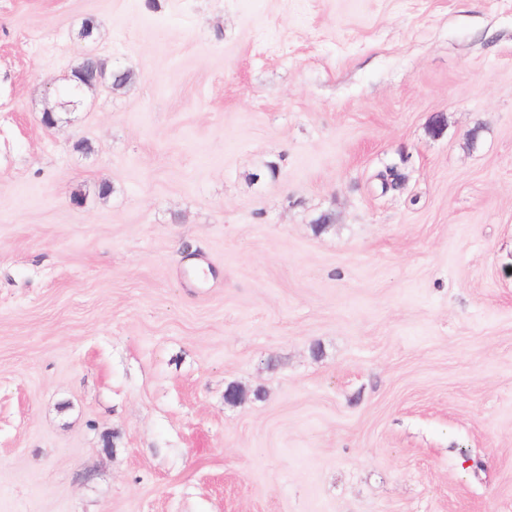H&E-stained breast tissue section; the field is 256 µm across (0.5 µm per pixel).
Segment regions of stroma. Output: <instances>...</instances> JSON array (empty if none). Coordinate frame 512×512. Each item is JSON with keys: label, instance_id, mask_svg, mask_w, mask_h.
Returning a JSON list of instances; mask_svg holds the SVG:
<instances>
[{"label": "stroma", "instance_id": "obj_1", "mask_svg": "<svg viewBox=\"0 0 512 512\" xmlns=\"http://www.w3.org/2000/svg\"><path fill=\"white\" fill-rule=\"evenodd\" d=\"M0 512H512V0H0ZM111 70H108L104 62L99 65V62L96 59L92 57L85 58L72 71L71 81L72 83L75 82L73 83V87L78 86V88H93L98 84V73L99 81L106 82L111 75L109 74Z\"/></svg>", "mask_w": 512, "mask_h": 512}]
</instances>
